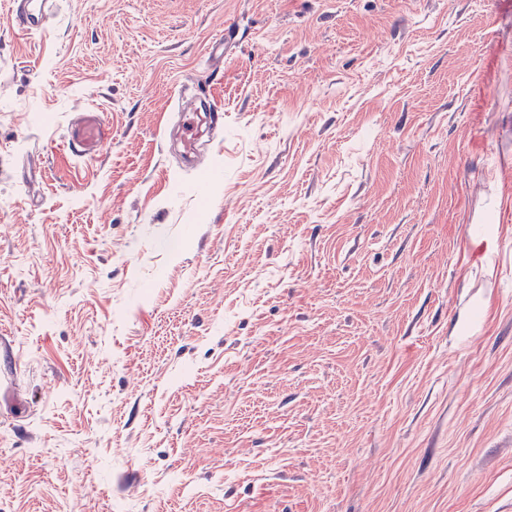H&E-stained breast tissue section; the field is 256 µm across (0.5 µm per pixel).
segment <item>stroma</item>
Returning a JSON list of instances; mask_svg holds the SVG:
<instances>
[{
  "instance_id": "1",
  "label": "stroma",
  "mask_w": 512,
  "mask_h": 512,
  "mask_svg": "<svg viewBox=\"0 0 512 512\" xmlns=\"http://www.w3.org/2000/svg\"><path fill=\"white\" fill-rule=\"evenodd\" d=\"M10 3L0 512H512V0ZM58 0L18 1L13 20L17 28L31 33L50 24L58 11ZM179 142L186 157H192L204 146L205 133L218 127L223 114L218 107L206 96H197L190 107L179 109ZM112 138V129L98 110L81 112L67 132V145L79 157L94 158L103 143Z\"/></svg>"
}]
</instances>
